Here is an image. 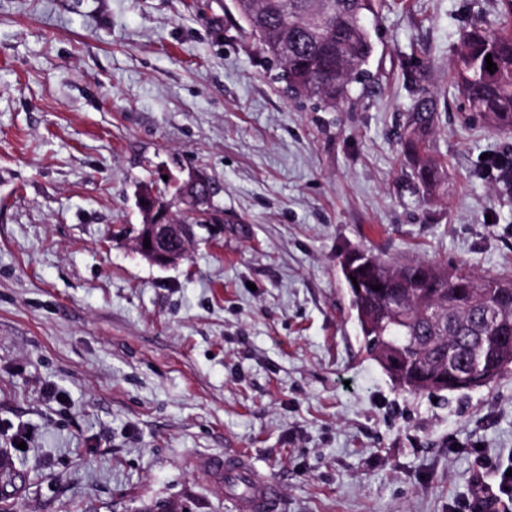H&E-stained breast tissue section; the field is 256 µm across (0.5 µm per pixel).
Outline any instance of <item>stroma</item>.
Segmentation results:
<instances>
[{
  "instance_id": "35a3bbf8",
  "label": "stroma",
  "mask_w": 512,
  "mask_h": 512,
  "mask_svg": "<svg viewBox=\"0 0 512 512\" xmlns=\"http://www.w3.org/2000/svg\"><path fill=\"white\" fill-rule=\"evenodd\" d=\"M500 9L382 0L373 79L332 110L289 98L233 0H0V448L29 432L0 512H236L198 465L240 454L279 482L276 512H448L494 482L512 375L395 390L341 263L512 277V136L451 73ZM421 89L448 171L433 199L395 136ZM193 175L202 224L174 199ZM147 189L194 227L178 265L134 249Z\"/></svg>"
}]
</instances>
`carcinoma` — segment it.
<instances>
[{
    "instance_id": "cac0c4a2",
    "label": "carcinoma",
    "mask_w": 512,
    "mask_h": 512,
    "mask_svg": "<svg viewBox=\"0 0 512 512\" xmlns=\"http://www.w3.org/2000/svg\"><path fill=\"white\" fill-rule=\"evenodd\" d=\"M495 31L473 26L453 60L454 82L469 110L487 126L512 133V0H501ZM380 0H235L242 31L279 70L299 98L336 109L350 87L369 77L375 42L368 24ZM492 55L497 70L486 69ZM437 120L432 100L412 107L403 151L422 195L440 193L444 164L429 139ZM363 263L342 269L363 350L410 395L466 392L512 375V280L477 276L446 261L390 264L361 250ZM380 290L375 291L373 287Z\"/></svg>"
}]
</instances>
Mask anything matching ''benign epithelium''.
<instances>
[{
  "instance_id": "benign-epithelium-1",
  "label": "benign epithelium",
  "mask_w": 512,
  "mask_h": 512,
  "mask_svg": "<svg viewBox=\"0 0 512 512\" xmlns=\"http://www.w3.org/2000/svg\"><path fill=\"white\" fill-rule=\"evenodd\" d=\"M210 195L208 181L199 176L188 179L180 200L195 207L203 204ZM155 192H143L139 206L144 221L134 239L137 253L150 263L161 268L175 266L183 261L193 238L192 225L179 224L169 218L168 207L157 205ZM150 241V247L144 246V240Z\"/></svg>"
}]
</instances>
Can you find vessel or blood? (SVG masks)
<instances>
[{"label":"vessel or blood","instance_id":"1","mask_svg":"<svg viewBox=\"0 0 512 512\" xmlns=\"http://www.w3.org/2000/svg\"><path fill=\"white\" fill-rule=\"evenodd\" d=\"M205 468L214 478L229 476L242 484L241 493L234 498L236 512H269L280 496L278 483L259 472L247 459L214 457L207 460Z\"/></svg>","mask_w":512,"mask_h":512}]
</instances>
